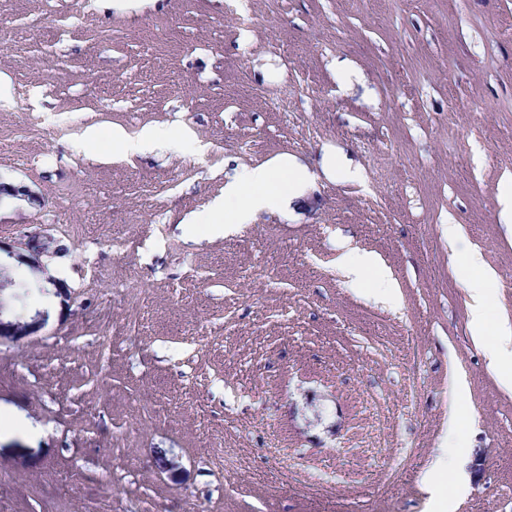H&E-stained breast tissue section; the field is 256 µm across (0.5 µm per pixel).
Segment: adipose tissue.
I'll use <instances>...</instances> for the list:
<instances>
[{"label":"adipose tissue","instance_id":"ef3b65f1","mask_svg":"<svg viewBox=\"0 0 512 512\" xmlns=\"http://www.w3.org/2000/svg\"><path fill=\"white\" fill-rule=\"evenodd\" d=\"M105 136L109 137L113 147L126 155L141 152L174 137L191 150L199 148L189 131H174L159 126L143 129L141 136L136 139L129 138L119 128L105 134L91 127L85 131L83 143L92 147ZM305 179L304 172L290 167L285 161L261 164L241 171L233 181L225 185L223 197L214 200L207 210L196 216L195 221L211 225L217 233L248 223L258 212L276 209L285 200L295 196ZM340 264L352 281L363 284L373 295L388 300L396 299V283L377 255L351 251L342 256ZM460 268L463 272V285L472 301L471 332L483 342L489 365L501 386L512 390V327L497 322L493 317L490 297L496 287L495 277L483 268L478 254L473 252L462 253ZM465 424L466 406L461 403L448 423V445L434 466L439 481L457 483L461 480L460 440Z\"/></svg>","mask_w":512,"mask_h":512}]
</instances>
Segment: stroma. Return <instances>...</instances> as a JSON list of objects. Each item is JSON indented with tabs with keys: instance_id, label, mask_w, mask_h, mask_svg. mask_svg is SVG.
I'll list each match as a JSON object with an SVG mask.
<instances>
[{
	"instance_id": "stroma-1",
	"label": "stroma",
	"mask_w": 512,
	"mask_h": 512,
	"mask_svg": "<svg viewBox=\"0 0 512 512\" xmlns=\"http://www.w3.org/2000/svg\"><path fill=\"white\" fill-rule=\"evenodd\" d=\"M0 82V181L33 194L0 197V241L59 248L53 284L0 286V512H437L460 382L454 512H512V391L456 266L481 254L512 326V0H0ZM152 125L201 152L81 147ZM282 159L302 198L192 224ZM340 265L352 281L363 284L373 295L388 300L396 299V283L377 255L350 251L342 256ZM456 393L458 397L456 414L451 416L448 423V431L452 434L448 440V447H446L444 455L436 461L434 470L440 482H447L448 484L452 480L457 488H462L460 440L465 430L467 409L464 403L465 395L463 388L457 387Z\"/></svg>"
}]
</instances>
